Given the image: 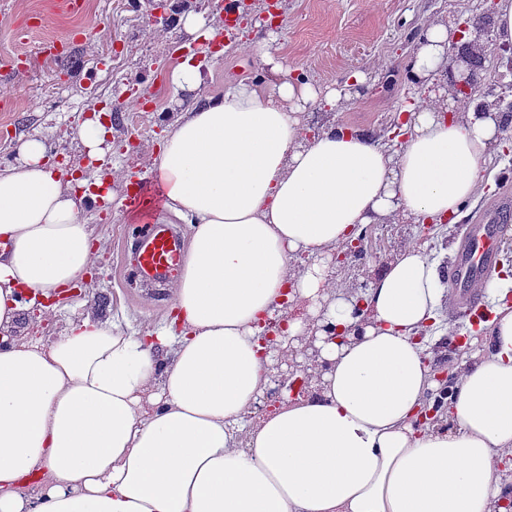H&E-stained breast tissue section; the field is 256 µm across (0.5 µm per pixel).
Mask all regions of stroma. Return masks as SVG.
Returning <instances> with one entry per match:
<instances>
[{"label":"stroma","mask_w":512,"mask_h":512,"mask_svg":"<svg viewBox=\"0 0 512 512\" xmlns=\"http://www.w3.org/2000/svg\"><path fill=\"white\" fill-rule=\"evenodd\" d=\"M185 0H83L73 13L63 0H0V169L13 163L17 140L39 134L52 145L51 162H80L72 137L87 113L115 114L112 127L113 166L131 177H149V157L164 126L157 114L177 108L171 70L180 49L194 41L172 13ZM206 14L217 31L221 50L204 59L201 95L222 92L231 80L261 82L264 70L239 28L225 29L220 0H186ZM480 0H282L281 54L293 77L328 86L350 70L365 80L351 102L337 107V124L357 130L383 131L397 112L413 105L417 87L407 79V66L428 22L460 23L479 14ZM86 217L104 248L91 272V286L70 297L66 306L42 320L32 333L51 342L92 298L103 317L142 334L159 331L170 300L164 289L127 290L123 267L132 255L126 226L129 209L120 199L96 204ZM455 225L438 224L422 234L415 224H375L366 242L364 267L338 274V284L358 287L369 281L402 243L426 238L439 269H446ZM439 303L428 330L427 353L437 369L453 355L449 336L460 335Z\"/></svg>","instance_id":"35a3bbf8"}]
</instances>
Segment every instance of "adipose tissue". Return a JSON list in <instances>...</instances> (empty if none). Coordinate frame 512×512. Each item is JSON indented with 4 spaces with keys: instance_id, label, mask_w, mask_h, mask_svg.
I'll return each mask as SVG.
<instances>
[{
    "instance_id": "adipose-tissue-1",
    "label": "adipose tissue",
    "mask_w": 512,
    "mask_h": 512,
    "mask_svg": "<svg viewBox=\"0 0 512 512\" xmlns=\"http://www.w3.org/2000/svg\"><path fill=\"white\" fill-rule=\"evenodd\" d=\"M452 22H430L409 69L448 66ZM251 48L263 83L199 98L202 60H179L188 95L152 154L164 213L189 226L172 313L143 336L88 314L49 344L13 337L38 300L63 303L103 245L86 203L129 182L62 180L44 137L0 169V512H504L512 491V279L450 364L443 421L417 426L436 388L419 335L441 297L425 243L403 244L364 296L330 268L367 224L456 222L508 119L435 97L411 106L405 143L308 117L352 97L291 78L273 38ZM366 309L357 312V301ZM306 363V392L259 412L268 385L258 322Z\"/></svg>"
}]
</instances>
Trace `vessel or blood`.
Instances as JSON below:
<instances>
[{"instance_id":"vessel-or-blood-1","label":"vessel or blood","mask_w":512,"mask_h":512,"mask_svg":"<svg viewBox=\"0 0 512 512\" xmlns=\"http://www.w3.org/2000/svg\"><path fill=\"white\" fill-rule=\"evenodd\" d=\"M512 221V193L495 194L477 219L462 225L459 244L448 262V311L459 323L471 320L484 303L487 285L498 273V237ZM137 261L129 281L162 285L185 263L183 240L172 225L155 220L137 224Z\"/></svg>"}]
</instances>
